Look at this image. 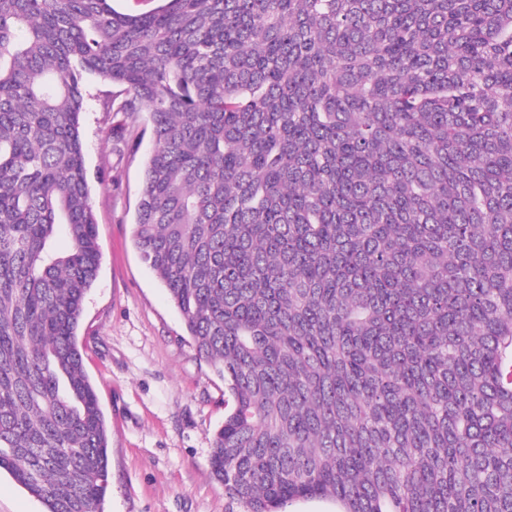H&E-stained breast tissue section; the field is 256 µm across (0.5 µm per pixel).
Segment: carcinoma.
Returning <instances> with one entry per match:
<instances>
[{"label":"carcinoma","mask_w":512,"mask_h":512,"mask_svg":"<svg viewBox=\"0 0 512 512\" xmlns=\"http://www.w3.org/2000/svg\"><path fill=\"white\" fill-rule=\"evenodd\" d=\"M153 148L134 241L224 380L243 512H512V0H0V471L103 512L78 328L88 79Z\"/></svg>","instance_id":"carcinoma-1"}]
</instances>
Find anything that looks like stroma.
<instances>
[{
    "label": "stroma",
    "instance_id": "1",
    "mask_svg": "<svg viewBox=\"0 0 512 512\" xmlns=\"http://www.w3.org/2000/svg\"><path fill=\"white\" fill-rule=\"evenodd\" d=\"M82 119L101 265L79 342L109 428L105 512H231L209 474L210 439L224 420V382L198 358L164 285L143 262L133 225L152 146L144 115L117 127L125 94L91 81Z\"/></svg>",
    "mask_w": 512,
    "mask_h": 512
}]
</instances>
